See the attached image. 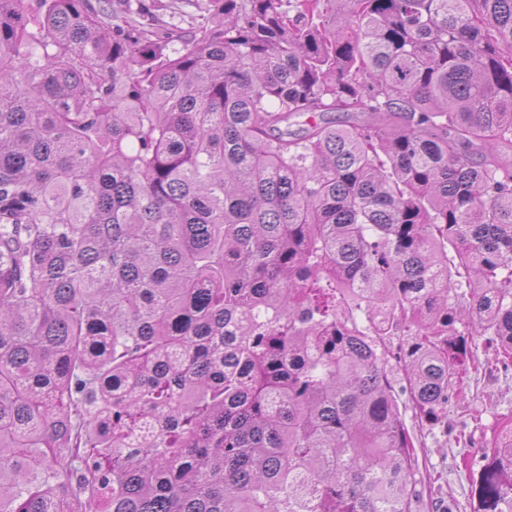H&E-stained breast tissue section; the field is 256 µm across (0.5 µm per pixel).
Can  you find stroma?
<instances>
[{
  "instance_id": "1",
  "label": "stroma",
  "mask_w": 512,
  "mask_h": 512,
  "mask_svg": "<svg viewBox=\"0 0 512 512\" xmlns=\"http://www.w3.org/2000/svg\"><path fill=\"white\" fill-rule=\"evenodd\" d=\"M147 19L157 20L170 29L174 41L188 38L191 18L197 10L192 0H140ZM465 394L448 405L446 422L422 423L407 398H400L399 408L407 427L417 438L421 498L413 512H445L449 503L467 507L470 492V460L479 458L502 425L512 422V371L496 369L491 353L476 348L473 369L469 371ZM481 415V426H474L473 415ZM467 430L473 435L469 447L451 441L449 430Z\"/></svg>"
}]
</instances>
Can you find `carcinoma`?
Returning <instances> with one entry per match:
<instances>
[{"label": "carcinoma", "instance_id": "1", "mask_svg": "<svg viewBox=\"0 0 512 512\" xmlns=\"http://www.w3.org/2000/svg\"><path fill=\"white\" fill-rule=\"evenodd\" d=\"M197 9L0 0V512H412L398 393L512 369V0ZM133 9L136 10L138 4L144 5L145 23H156L152 19L158 21L161 27L170 29L173 33L174 47H180L181 40L188 38L191 34V17L198 14L197 9L193 5L195 1L186 0H131ZM149 20V21H148Z\"/></svg>", "mask_w": 512, "mask_h": 512}]
</instances>
